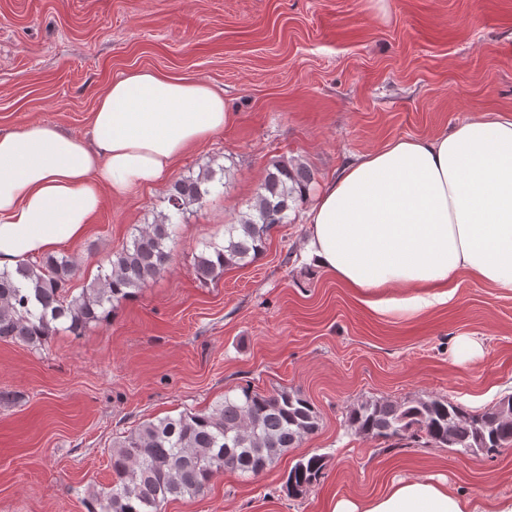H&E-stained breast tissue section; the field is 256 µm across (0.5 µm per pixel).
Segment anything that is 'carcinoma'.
Returning <instances> with one entry per match:
<instances>
[{
    "mask_svg": "<svg viewBox=\"0 0 512 512\" xmlns=\"http://www.w3.org/2000/svg\"><path fill=\"white\" fill-rule=\"evenodd\" d=\"M229 174L225 167L210 168L177 180L165 198L166 209L109 256L77 296L68 294L77 270L68 256L0 270V339L41 349L61 330L80 336L107 318L116 303L133 297L167 269L169 243L185 214L202 206L213 184H224ZM312 183L313 174L304 165L273 163L249 211L225 225L224 243L206 245L195 258L197 279L215 281L226 268L255 261L271 231L288 223V211L306 199ZM347 421L358 435L371 439L424 438L463 454H488L512 445V396L477 414L439 396L367 401L351 409ZM318 427L317 412L300 393H263L249 386L208 410L145 421L112 444V481L92 493L88 512H161L170 499L205 494L224 470L262 472ZM324 466L317 454L299 459L286 477L288 495L306 492Z\"/></svg>",
    "mask_w": 512,
    "mask_h": 512,
    "instance_id": "1",
    "label": "carcinoma"
}]
</instances>
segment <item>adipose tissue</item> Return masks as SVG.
Instances as JSON below:
<instances>
[{
  "label": "adipose tissue",
  "instance_id": "adipose-tissue-1",
  "mask_svg": "<svg viewBox=\"0 0 512 512\" xmlns=\"http://www.w3.org/2000/svg\"><path fill=\"white\" fill-rule=\"evenodd\" d=\"M226 118L223 93L206 81L138 70L100 94L91 141L39 123L0 134V269L80 238L104 194L159 180ZM306 222L309 258L375 311L448 302L461 272L512 292V115L391 140L324 186ZM330 512H512V497L400 479L378 496L336 498Z\"/></svg>",
  "mask_w": 512,
  "mask_h": 512
}]
</instances>
